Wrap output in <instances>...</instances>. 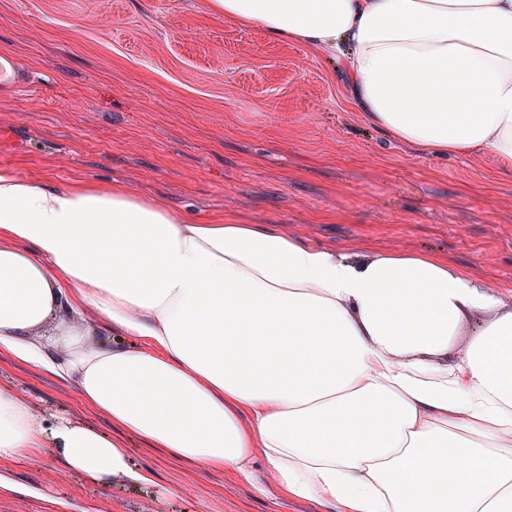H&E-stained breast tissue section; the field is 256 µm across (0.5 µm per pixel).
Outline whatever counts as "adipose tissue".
Wrapping results in <instances>:
<instances>
[{"label": "adipose tissue", "instance_id": "ef3b65f1", "mask_svg": "<svg viewBox=\"0 0 512 512\" xmlns=\"http://www.w3.org/2000/svg\"><path fill=\"white\" fill-rule=\"evenodd\" d=\"M212 7L340 61L392 139L512 172V0ZM0 355L197 469L260 460L285 494L338 512H512V306L434 255L355 260L0 170ZM43 449L104 483L154 482L118 440L0 389V457Z\"/></svg>", "mask_w": 512, "mask_h": 512}]
</instances>
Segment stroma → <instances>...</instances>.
Here are the masks:
<instances>
[{
  "label": "stroma",
  "instance_id": "stroma-1",
  "mask_svg": "<svg viewBox=\"0 0 512 512\" xmlns=\"http://www.w3.org/2000/svg\"><path fill=\"white\" fill-rule=\"evenodd\" d=\"M0 169L121 188L204 221L256 224L339 255L430 252L512 305V174L440 156L355 111L342 69L225 20L208 0H0ZM39 419L113 434L150 487H105L50 452L1 457L0 512H331L270 484L188 468L113 429L73 385L0 356Z\"/></svg>",
  "mask_w": 512,
  "mask_h": 512
}]
</instances>
